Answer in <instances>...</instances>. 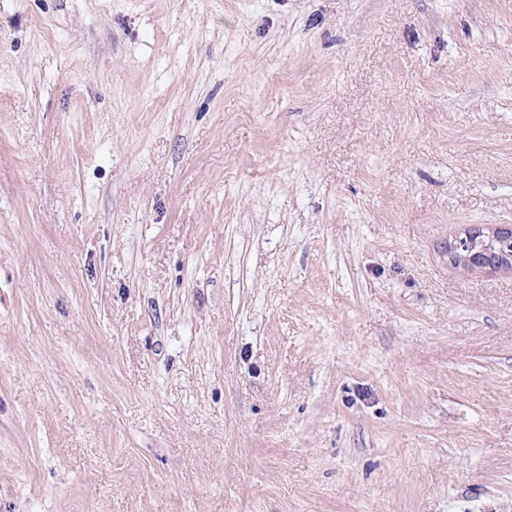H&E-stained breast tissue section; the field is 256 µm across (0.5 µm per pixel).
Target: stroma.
Masks as SVG:
<instances>
[{
	"label": "stroma",
	"instance_id": "stroma-1",
	"mask_svg": "<svg viewBox=\"0 0 512 512\" xmlns=\"http://www.w3.org/2000/svg\"><path fill=\"white\" fill-rule=\"evenodd\" d=\"M512 0H0V512H512ZM497 239L496 233L492 236H486L480 233L478 237L471 241L469 235L457 240L453 245L449 244V253L451 257L464 264L474 265L472 259L478 254H482L486 249L490 248L492 243Z\"/></svg>",
	"mask_w": 512,
	"mask_h": 512
}]
</instances>
